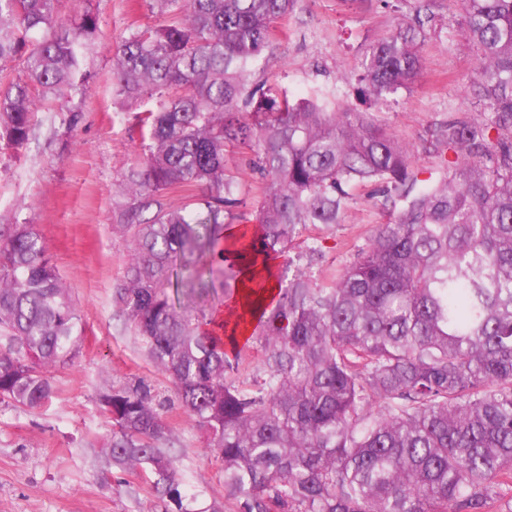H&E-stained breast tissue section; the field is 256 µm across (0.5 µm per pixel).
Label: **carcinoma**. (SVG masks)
Listing matches in <instances>:
<instances>
[{
    "label": "carcinoma",
    "mask_w": 512,
    "mask_h": 512,
    "mask_svg": "<svg viewBox=\"0 0 512 512\" xmlns=\"http://www.w3.org/2000/svg\"><path fill=\"white\" fill-rule=\"evenodd\" d=\"M154 2L167 23L131 31L113 60L118 95L154 105L139 117L145 161L120 185L136 205L113 225L131 253L112 298L205 433L226 498L237 512H490L512 484V0H462L474 111L434 126L441 174L422 186L410 148L349 103L247 88L297 0ZM379 2L397 22L346 77L369 107L412 88L447 7ZM60 4L0 0V72L25 64L23 81H0L8 147L29 140L35 97L85 79L99 19L62 20ZM234 150L254 152L265 180L254 224L225 221L241 191ZM372 184L390 221L320 280L298 264L321 251L311 232ZM192 186L194 210L157 199ZM233 299V324L215 323ZM82 347L40 233L1 229L0 402L47 407L53 371ZM96 403L112 422L109 466H140L160 501L193 512L150 393L110 386Z\"/></svg>",
    "instance_id": "obj_1"
}]
</instances>
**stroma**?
<instances>
[{"label":"stroma","instance_id":"1","mask_svg":"<svg viewBox=\"0 0 512 512\" xmlns=\"http://www.w3.org/2000/svg\"><path fill=\"white\" fill-rule=\"evenodd\" d=\"M100 20L101 39L88 63L81 94L36 103L34 132L18 151L0 150V227L32 224L80 310L84 342L74 365L54 371L50 407L27 411L0 402V512H144L160 502L140 469L107 467L102 448L111 426L96 408L108 386L142 382L168 401L169 433L161 446L195 494L204 512L222 505L224 478L206 454L204 433L184 411L162 373L148 360L112 300V290L129 258L127 239L112 229L119 209L130 205L118 186L138 163L143 144L137 117L143 104L121 100L112 80V58L131 30L161 24L150 0H63L69 20L84 9ZM396 14L380 0L354 9L344 0H298L272 36L268 65L252 69L248 84L268 94L303 96L321 91L354 102L346 77L364 50L386 34ZM424 64L411 90L396 101L370 108L412 151L422 178L438 160L430 127L472 111L477 67L460 4L444 14L439 38L423 48ZM75 128H68L69 116ZM388 218L374 187L357 191L341 224L326 233L323 248L309 259L323 279L333 278Z\"/></svg>","mask_w":512,"mask_h":512}]
</instances>
